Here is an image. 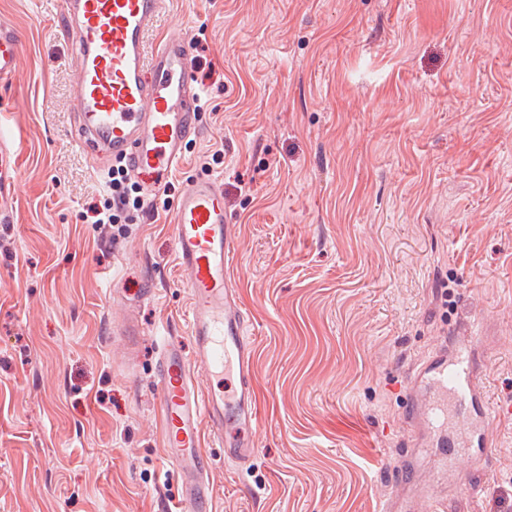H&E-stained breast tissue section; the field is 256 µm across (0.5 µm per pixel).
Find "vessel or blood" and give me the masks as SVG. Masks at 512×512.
Wrapping results in <instances>:
<instances>
[{"label":"vessel or blood","mask_w":512,"mask_h":512,"mask_svg":"<svg viewBox=\"0 0 512 512\" xmlns=\"http://www.w3.org/2000/svg\"><path fill=\"white\" fill-rule=\"evenodd\" d=\"M165 0H63L78 81L72 110L77 144L90 157L123 161L147 194L165 187L198 131L200 94L193 81L188 37L148 49L147 37ZM22 36L0 24V80L19 69ZM15 182L14 153L0 148V203ZM174 254L187 277L191 354L168 340L154 382L164 423L165 453L181 487L173 512H214L211 480L217 458L247 471L255 456L258 424L253 363L255 342L230 279L233 225L224 195L210 178L191 181L175 206ZM208 377L199 385L195 370ZM238 386L225 391V377ZM402 415L405 444L392 492L382 512H442L444 474L461 459L480 463L492 450L487 424L483 348L473 323L444 337L438 349L407 375ZM437 469L421 476V462Z\"/></svg>","instance_id":"obj_1"}]
</instances>
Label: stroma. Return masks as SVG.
<instances>
[{
    "mask_svg": "<svg viewBox=\"0 0 512 512\" xmlns=\"http://www.w3.org/2000/svg\"><path fill=\"white\" fill-rule=\"evenodd\" d=\"M0 21L22 34L0 82L19 170L0 215V512L171 506L154 379L168 337L192 348L173 226L197 178L224 192L256 345V457L245 477L217 466L216 512H377L404 377L470 314L488 393L512 405V0H167L149 46L205 36L224 83L204 84L156 214L115 243L84 219L104 186L74 141L59 0H0ZM489 432L446 512H512V415Z\"/></svg>",
    "mask_w": 512,
    "mask_h": 512,
    "instance_id": "stroma-1",
    "label": "stroma"
}]
</instances>
